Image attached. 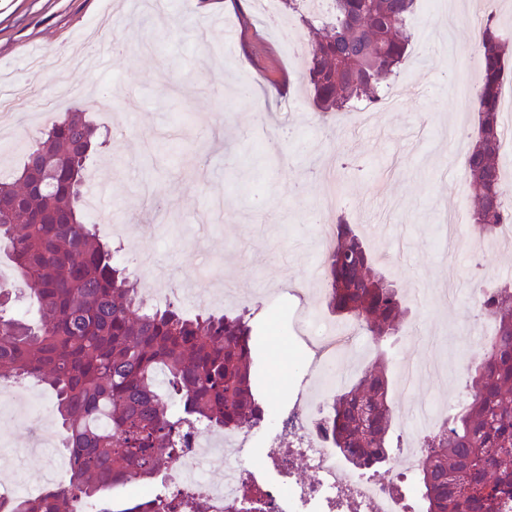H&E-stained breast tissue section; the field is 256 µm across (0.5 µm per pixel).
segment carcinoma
<instances>
[{
	"label": "carcinoma",
	"instance_id": "carcinoma-1",
	"mask_svg": "<svg viewBox=\"0 0 512 512\" xmlns=\"http://www.w3.org/2000/svg\"><path fill=\"white\" fill-rule=\"evenodd\" d=\"M304 2L282 0L301 12L312 38L305 77L314 106L327 114L379 102L381 82L396 77L410 46L415 0H332L322 16ZM475 43L478 127L462 165L477 202L471 223L486 237L512 224L499 150V96L512 70L493 14ZM97 146L85 114L67 112L41 132L15 178L0 180V249L37 312L15 314L0 289V384L35 378L53 391L72 461L67 485L47 487L38 499L16 497L0 512H75L117 486L150 484L197 427L254 428L265 418L245 314L147 306L96 225L86 223L87 162ZM320 262L329 313L377 343L398 330L406 300L346 222H337ZM480 309L492 331L483 355L466 366L470 398L420 444L416 490L425 512H512V285L483 292ZM395 422L380 366L331 396L324 416L332 447L374 473ZM157 507L199 512L177 497Z\"/></svg>",
	"mask_w": 512,
	"mask_h": 512
}]
</instances>
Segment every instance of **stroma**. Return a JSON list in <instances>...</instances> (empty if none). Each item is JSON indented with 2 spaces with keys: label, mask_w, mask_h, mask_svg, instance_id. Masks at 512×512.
<instances>
[{
  "label": "stroma",
  "mask_w": 512,
  "mask_h": 512,
  "mask_svg": "<svg viewBox=\"0 0 512 512\" xmlns=\"http://www.w3.org/2000/svg\"><path fill=\"white\" fill-rule=\"evenodd\" d=\"M254 0H0V112L12 121L0 153V180L63 112L80 111L104 145L89 167L104 197L88 223L136 280L161 303L186 313L255 308L254 373L269 409L246 460L261 458L274 420L311 396L309 349L297 331L316 288L321 230L345 217L376 267L407 299L398 332L374 344L359 331L357 354L334 370L335 389L354 382L382 355L390 374L400 360L444 359L446 374H425L412 391L393 382L394 405L408 398L450 405L467 397L464 364L483 350L491 324L470 291L512 281V246L471 259L475 229L463 224L457 259L443 249L440 209L473 212L463 171L449 172L452 151L438 134L465 120L448 86L474 51L470 26L448 11L469 0H416L415 34L399 80L405 105L378 115V128L352 114L322 122L302 80L304 59L291 54L304 34L285 13L288 37L260 16ZM219 14L232 46L207 31ZM121 40L127 52L93 71L63 66ZM333 174L341 203L324 224L312 222Z\"/></svg>",
  "instance_id": "obj_1"
}]
</instances>
